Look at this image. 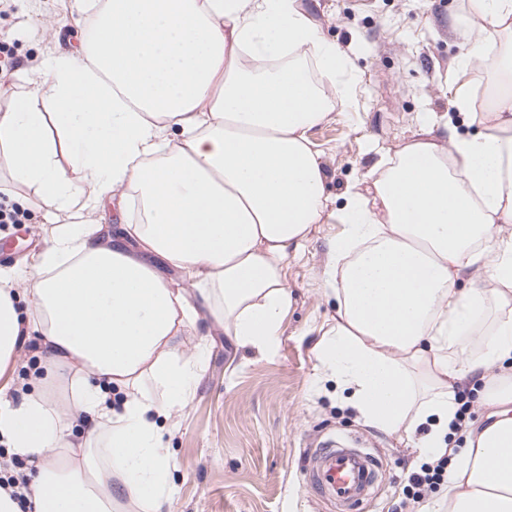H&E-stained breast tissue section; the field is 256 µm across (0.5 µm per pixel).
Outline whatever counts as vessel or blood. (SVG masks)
<instances>
[{
  "label": "vessel or blood",
  "instance_id": "obj_1",
  "mask_svg": "<svg viewBox=\"0 0 512 512\" xmlns=\"http://www.w3.org/2000/svg\"><path fill=\"white\" fill-rule=\"evenodd\" d=\"M379 477V464L371 453L342 444L315 449L306 469L308 485L338 512H360Z\"/></svg>",
  "mask_w": 512,
  "mask_h": 512
}]
</instances>
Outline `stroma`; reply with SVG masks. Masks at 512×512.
Returning a JSON list of instances; mask_svg holds the SVG:
<instances>
[{
	"instance_id": "35a3bbf8",
	"label": "stroma",
	"mask_w": 512,
	"mask_h": 512,
	"mask_svg": "<svg viewBox=\"0 0 512 512\" xmlns=\"http://www.w3.org/2000/svg\"><path fill=\"white\" fill-rule=\"evenodd\" d=\"M324 37L347 53L354 96L337 104L332 121L309 136L326 174L331 208L363 181L381 158L416 136L425 120L435 131L453 122L466 136L479 127L453 105L468 83L459 65L472 19L463 0H301ZM88 17L75 0H12L0 13V99L28 92L27 72L49 55L78 53ZM25 224H0V271L24 275L50 238L52 209L26 190ZM343 224L315 225L299 256L290 258L292 304L275 352L230 342L202 315L188 344L208 351L196 394L169 438L175 494L166 512H336L305 481L313 449L352 441L378 457L381 482L362 512H421L402 494L422 455L418 432L387 435L358 420L347 392L324 378L315 345L336 312L326 283L328 244Z\"/></svg>"
}]
</instances>
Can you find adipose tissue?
Returning <instances> with one entry per match:
<instances>
[{"mask_svg":"<svg viewBox=\"0 0 512 512\" xmlns=\"http://www.w3.org/2000/svg\"><path fill=\"white\" fill-rule=\"evenodd\" d=\"M77 7L92 14L82 53L33 68L32 93L0 107V170L67 217L25 279L0 272V393L25 338L43 349L0 401V437L33 467L30 494L0 488V512H164L158 422L187 407L201 368L183 338L204 308L237 347L276 348L288 260L329 216L308 132L350 98L351 67L299 0ZM466 10L481 131L424 129L346 190L326 267L336 317L316 349L364 425L427 426L422 454L450 455L437 512H512V0ZM131 190L136 223L95 237L103 196ZM471 273L478 286L459 287ZM461 384L486 418L451 449Z\"/></svg>","mask_w":512,"mask_h":512,"instance_id":"ef3b65f1","label":"adipose tissue"}]
</instances>
